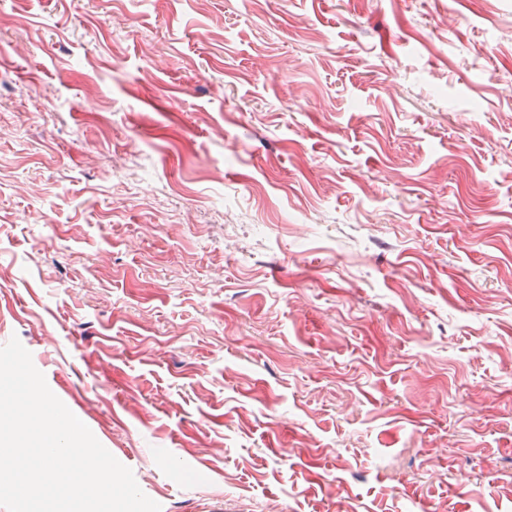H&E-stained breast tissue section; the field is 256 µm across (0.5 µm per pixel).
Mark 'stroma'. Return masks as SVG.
Listing matches in <instances>:
<instances>
[{
	"mask_svg": "<svg viewBox=\"0 0 512 512\" xmlns=\"http://www.w3.org/2000/svg\"><path fill=\"white\" fill-rule=\"evenodd\" d=\"M161 512H512V0H0V346Z\"/></svg>",
	"mask_w": 512,
	"mask_h": 512,
	"instance_id": "obj_1",
	"label": "stroma"
}]
</instances>
